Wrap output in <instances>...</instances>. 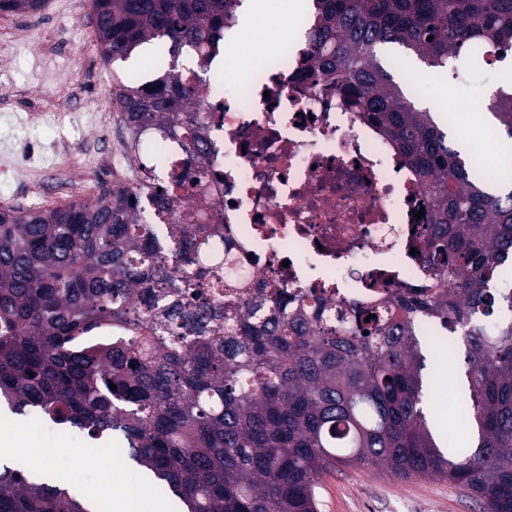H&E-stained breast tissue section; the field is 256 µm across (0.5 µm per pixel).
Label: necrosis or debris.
Here are the masks:
<instances>
[{"label": "necrosis or debris", "instance_id": "1", "mask_svg": "<svg viewBox=\"0 0 512 512\" xmlns=\"http://www.w3.org/2000/svg\"><path fill=\"white\" fill-rule=\"evenodd\" d=\"M310 14L281 21L279 60L233 73L209 59L193 112L208 118L206 200L196 223L229 230L241 264L307 299L374 305L413 296L431 274L420 248L432 203L379 126L300 69Z\"/></svg>", "mask_w": 512, "mask_h": 512}]
</instances>
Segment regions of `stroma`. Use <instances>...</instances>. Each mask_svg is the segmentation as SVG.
<instances>
[{"label": "stroma", "mask_w": 512, "mask_h": 512, "mask_svg": "<svg viewBox=\"0 0 512 512\" xmlns=\"http://www.w3.org/2000/svg\"><path fill=\"white\" fill-rule=\"evenodd\" d=\"M151 75L148 59L105 63L100 55L92 0H50L39 12L0 13V209L52 210L95 199L125 180L135 163L122 145L112 102L114 84L132 69ZM504 80L502 68L479 67L459 77L441 74L416 84L424 104L443 110L465 95L487 98ZM444 393L427 395L429 410H443L449 446H466L469 432L454 404L464 393L463 347L442 356L424 344ZM30 447H59L52 475L79 493L115 504L118 481L90 465V441L47 426L27 431ZM319 512H482L464 488L438 477L399 478L377 468L342 466L324 474Z\"/></svg>", "instance_id": "stroma-1"}]
</instances>
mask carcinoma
I'll use <instances>...</instances> for the list:
<instances>
[{
  "mask_svg": "<svg viewBox=\"0 0 512 512\" xmlns=\"http://www.w3.org/2000/svg\"><path fill=\"white\" fill-rule=\"evenodd\" d=\"M41 2L0 0V12ZM312 2L305 73L336 81L428 182L432 286L380 306L311 307L235 272L228 240L224 260L210 262L223 225L158 223L201 195L210 174L196 155L205 122L181 112L236 0H93L105 62L156 40L158 58L186 55L199 69L145 82L131 72L112 91L156 220L141 218L120 183L65 208L0 210V400L93 441L120 435L127 457L187 512H318L320 478L340 464L438 476L485 512H512V175L480 174L449 121L394 75L397 59L381 56L396 46L446 72L481 44L483 65H512V0ZM487 108L512 139V80ZM154 140L187 155L176 178L159 175L158 154L141 161ZM424 314L465 349L459 403L475 437L460 454L442 447L424 409ZM0 512L103 505L15 461L0 466Z\"/></svg>",
  "mask_w": 512,
  "mask_h": 512,
  "instance_id": "cac0c4a2",
  "label": "carcinoma"
}]
</instances>
